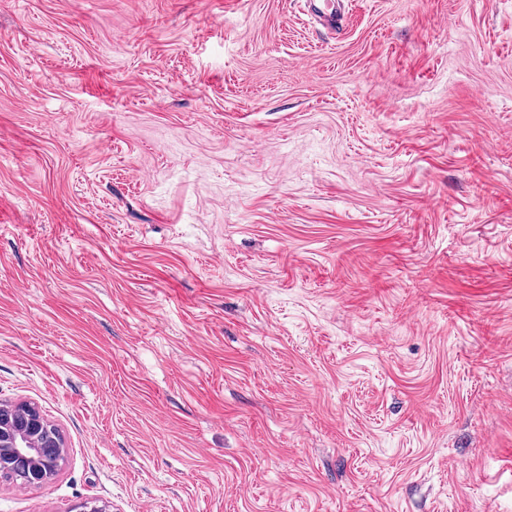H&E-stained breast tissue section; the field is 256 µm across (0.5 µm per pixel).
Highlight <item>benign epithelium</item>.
Returning <instances> with one entry per match:
<instances>
[{
  "mask_svg": "<svg viewBox=\"0 0 512 512\" xmlns=\"http://www.w3.org/2000/svg\"><path fill=\"white\" fill-rule=\"evenodd\" d=\"M51 423L28 402L0 401V471H11L17 459L26 461L21 487H37L51 479L42 464L41 449L52 445Z\"/></svg>",
  "mask_w": 512,
  "mask_h": 512,
  "instance_id": "obj_1",
  "label": "benign epithelium"
}]
</instances>
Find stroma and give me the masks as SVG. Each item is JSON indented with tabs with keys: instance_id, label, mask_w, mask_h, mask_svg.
Here are the masks:
<instances>
[{
	"instance_id": "stroma-1",
	"label": "stroma",
	"mask_w": 512,
	"mask_h": 512,
	"mask_svg": "<svg viewBox=\"0 0 512 512\" xmlns=\"http://www.w3.org/2000/svg\"><path fill=\"white\" fill-rule=\"evenodd\" d=\"M0 0V512H512V0ZM334 0H318L310 2L312 13L329 28H339L341 26L340 9L336 6ZM50 421L38 406L28 402L0 401V471H12L18 458L26 461L20 470L21 487H37L51 479L42 464L41 448L52 446Z\"/></svg>"
}]
</instances>
